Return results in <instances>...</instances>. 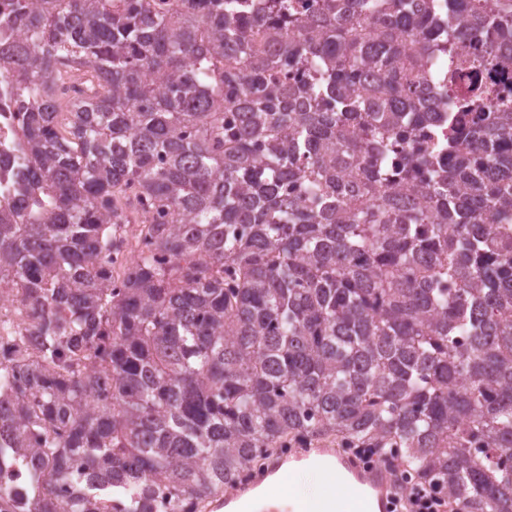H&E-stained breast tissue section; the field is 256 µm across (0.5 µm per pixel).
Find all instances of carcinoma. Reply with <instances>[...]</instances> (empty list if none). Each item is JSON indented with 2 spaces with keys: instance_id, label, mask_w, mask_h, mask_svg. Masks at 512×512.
<instances>
[{
  "instance_id": "obj_1",
  "label": "carcinoma",
  "mask_w": 512,
  "mask_h": 512,
  "mask_svg": "<svg viewBox=\"0 0 512 512\" xmlns=\"http://www.w3.org/2000/svg\"><path fill=\"white\" fill-rule=\"evenodd\" d=\"M505 46L512 0H11L0 512H207L321 440L512 512ZM24 309V305L19 302L15 295H8L2 289L0 292V335L4 336L3 349L5 351L11 346L7 342L6 336H14L9 334L12 328H17L22 324V316L25 314Z\"/></svg>"
}]
</instances>
